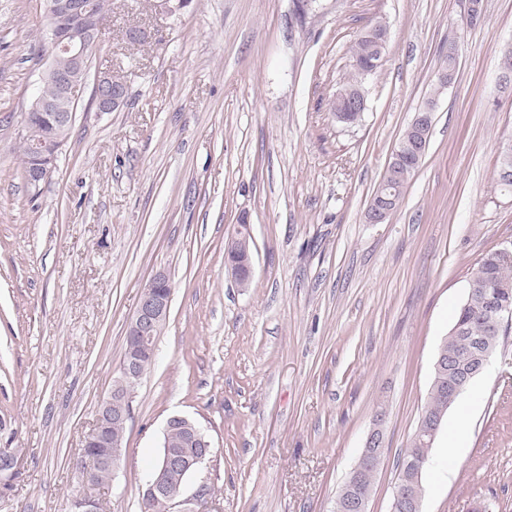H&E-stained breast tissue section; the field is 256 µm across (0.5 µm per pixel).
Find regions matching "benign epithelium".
<instances>
[{
	"mask_svg": "<svg viewBox=\"0 0 512 512\" xmlns=\"http://www.w3.org/2000/svg\"><path fill=\"white\" fill-rule=\"evenodd\" d=\"M49 14L51 30L48 69L58 73L66 86L67 99L75 104L82 97L84 85L73 81L69 74L59 70V53L67 54L73 68L84 70L91 55L100 45L103 24L94 21L90 16L89 6L85 0H49ZM126 95L125 82L113 81L112 73L109 71L98 75L93 93V101L98 111L110 112L119 108L125 103ZM63 144L64 141L54 137L44 144L37 162L29 170L31 182L36 184L47 176ZM226 267L241 286H247L253 277L251 251L248 250L243 254L234 252L226 258ZM170 286V279L162 272L156 273L144 286L127 328L128 335L135 338L136 344L124 352L120 373L114 379L115 386L100 403L94 424L84 439L86 446L109 449L106 464L114 475L121 466L122 450L120 443L112 442L110 429L113 422L125 425L132 417L133 408L130 404H132L133 391L144 377L146 357L154 356L150 342L160 334L169 316L172 293H165L163 289ZM491 354L490 350L478 354L475 369L454 383V393L461 392L472 378L484 370ZM384 422L385 417L382 415L373 421L363 451L352 469L354 477H360L383 453ZM173 430L181 432L183 444L196 449L194 454L184 456L171 449L168 434ZM211 454V442L193 420L179 415L169 417L163 431L158 462L147 480L144 498L167 496L172 501V505H177L179 494L171 493V479L176 478L179 484H185L187 476L194 473ZM97 489L99 484L92 478V469L88 466L82 478V492L72 499L70 512H100V502L95 496ZM401 494L411 512H422V494L419 492V484L406 487ZM368 502L366 495L355 497L344 503L338 501L335 510L337 512H368Z\"/></svg>",
	"mask_w": 512,
	"mask_h": 512,
	"instance_id": "obj_1",
	"label": "benign epithelium"
}]
</instances>
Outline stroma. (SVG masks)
<instances>
[{"mask_svg":"<svg viewBox=\"0 0 512 512\" xmlns=\"http://www.w3.org/2000/svg\"><path fill=\"white\" fill-rule=\"evenodd\" d=\"M112 0L70 135L49 177L17 145L48 64L47 0H0V448L18 476L0 512H68L75 465L158 272L173 284L155 361L135 389L105 512H141L166 420L200 425L214 453L174 512H333L377 408L384 462L368 512H391L397 463L425 404L437 348L469 274L512 247V195L494 184L512 137L497 57L512 0ZM390 28L361 124L329 103L357 36ZM150 32L147 44L126 33ZM459 41L426 154L383 224L365 210L403 129ZM122 70L127 99L92 101ZM254 274L225 264L241 216ZM461 455L440 432L422 512H512V321L485 372ZM127 86L124 81L114 82L112 72H101L96 80L93 101L100 112H112L126 101Z\"/></svg>","mask_w":512,"mask_h":512,"instance_id":"obj_1","label":"stroma"}]
</instances>
